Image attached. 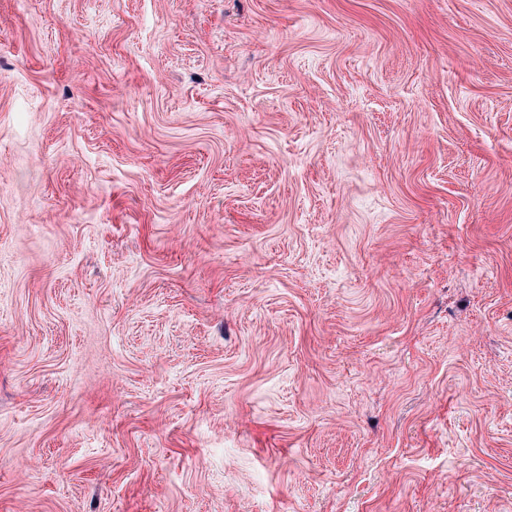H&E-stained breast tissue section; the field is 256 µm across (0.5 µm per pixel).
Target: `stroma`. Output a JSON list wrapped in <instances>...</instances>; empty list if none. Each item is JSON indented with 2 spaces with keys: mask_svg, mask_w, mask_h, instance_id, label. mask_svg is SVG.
<instances>
[{
  "mask_svg": "<svg viewBox=\"0 0 512 512\" xmlns=\"http://www.w3.org/2000/svg\"><path fill=\"white\" fill-rule=\"evenodd\" d=\"M0 512H512V0H0Z\"/></svg>",
  "mask_w": 512,
  "mask_h": 512,
  "instance_id": "1",
  "label": "stroma"
}]
</instances>
